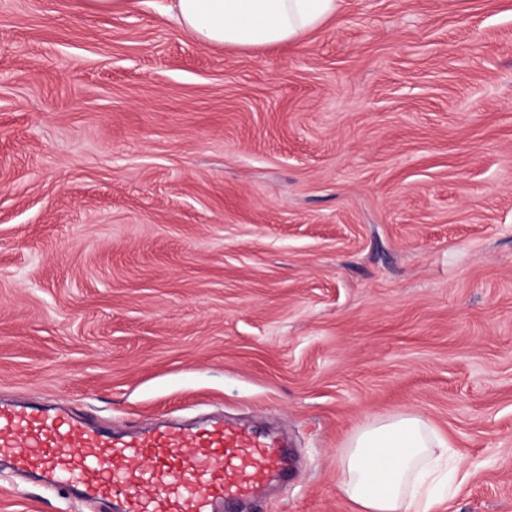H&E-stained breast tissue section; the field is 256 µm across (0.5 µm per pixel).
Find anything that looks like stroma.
Segmentation results:
<instances>
[{
  "label": "stroma",
  "mask_w": 512,
  "mask_h": 512,
  "mask_svg": "<svg viewBox=\"0 0 512 512\" xmlns=\"http://www.w3.org/2000/svg\"><path fill=\"white\" fill-rule=\"evenodd\" d=\"M168 0H0V402L284 438L258 512H356L415 412L512 512V0H337L210 47ZM0 512H102L0 472Z\"/></svg>",
  "instance_id": "obj_1"
}]
</instances>
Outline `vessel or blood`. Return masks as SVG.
<instances>
[{
	"mask_svg": "<svg viewBox=\"0 0 512 512\" xmlns=\"http://www.w3.org/2000/svg\"><path fill=\"white\" fill-rule=\"evenodd\" d=\"M0 460L112 512H236L288 471L275 441L215 423L112 434L39 407L0 404Z\"/></svg>",
	"mask_w": 512,
	"mask_h": 512,
	"instance_id": "b4317fda",
	"label": "vessel or blood"
}]
</instances>
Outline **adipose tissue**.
I'll use <instances>...</instances> for the list:
<instances>
[{
    "mask_svg": "<svg viewBox=\"0 0 512 512\" xmlns=\"http://www.w3.org/2000/svg\"><path fill=\"white\" fill-rule=\"evenodd\" d=\"M336 10V0H171L175 21L208 46L260 48L298 40ZM428 421L413 413L360 429L339 457L341 492L357 512H435L429 494L439 463L451 456Z\"/></svg>",
    "mask_w": 512,
    "mask_h": 512,
    "instance_id": "adipose-tissue-1",
    "label": "adipose tissue"
}]
</instances>
